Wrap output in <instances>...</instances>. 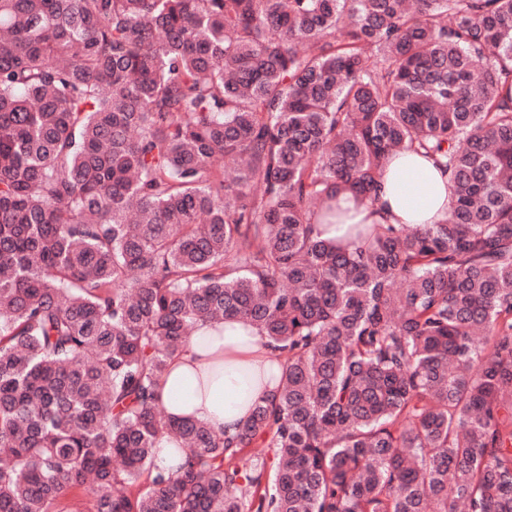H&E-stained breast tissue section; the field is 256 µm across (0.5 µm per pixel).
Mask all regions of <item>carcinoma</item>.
I'll list each match as a JSON object with an SVG mask.
<instances>
[{"label":"carcinoma","instance_id":"1","mask_svg":"<svg viewBox=\"0 0 512 512\" xmlns=\"http://www.w3.org/2000/svg\"><path fill=\"white\" fill-rule=\"evenodd\" d=\"M403 150L448 219L322 238ZM229 319L281 370L233 436L158 400ZM76 489L512 512V0H0V512Z\"/></svg>","mask_w":512,"mask_h":512}]
</instances>
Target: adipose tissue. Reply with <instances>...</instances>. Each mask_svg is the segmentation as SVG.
Instances as JSON below:
<instances>
[{
    "label": "adipose tissue",
    "mask_w": 512,
    "mask_h": 512,
    "mask_svg": "<svg viewBox=\"0 0 512 512\" xmlns=\"http://www.w3.org/2000/svg\"><path fill=\"white\" fill-rule=\"evenodd\" d=\"M449 179L424 156L391 157L379 178L378 200L363 204L348 192L336 200L335 237L349 224H439L448 211ZM280 369L269 359L256 328L240 320L204 326L191 336L164 375L159 397L167 414L238 433L251 408L270 398Z\"/></svg>",
    "instance_id": "1"
}]
</instances>
